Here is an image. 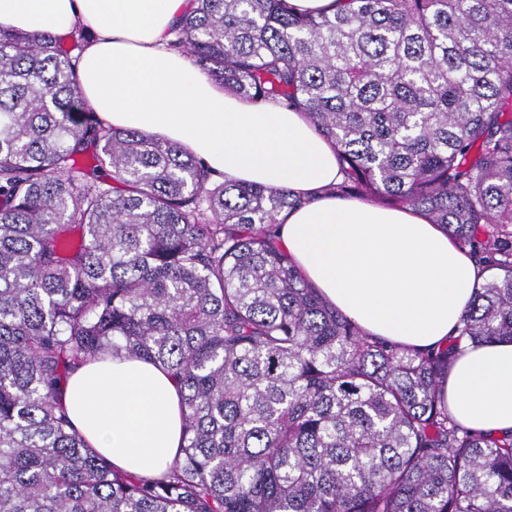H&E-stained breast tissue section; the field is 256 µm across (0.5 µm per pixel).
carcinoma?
Masks as SVG:
<instances>
[{
    "mask_svg": "<svg viewBox=\"0 0 512 512\" xmlns=\"http://www.w3.org/2000/svg\"><path fill=\"white\" fill-rule=\"evenodd\" d=\"M171 47L336 147L337 197L440 224L491 273L459 336L512 339V0H192ZM88 34L0 28V512H512V434L458 423V344L364 333L280 247L286 188L211 178L180 147L103 126ZM124 354L181 390L185 446L121 474L62 402Z\"/></svg>",
    "mask_w": 512,
    "mask_h": 512,
    "instance_id": "1",
    "label": "carcinoma"
}]
</instances>
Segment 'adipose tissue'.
<instances>
[{
    "label": "adipose tissue",
    "instance_id": "adipose-tissue-1",
    "mask_svg": "<svg viewBox=\"0 0 512 512\" xmlns=\"http://www.w3.org/2000/svg\"><path fill=\"white\" fill-rule=\"evenodd\" d=\"M190 0H0V26L92 38L84 99L105 124L182 147L215 174L306 196L281 242L322 296L366 333L425 351L446 346L484 274L419 211L327 194L336 153L303 113L227 93L167 46ZM461 351L442 386L451 415L483 435L512 431V341ZM63 400L91 448L120 471L161 476L182 445L180 394L143 360L84 364Z\"/></svg>",
    "mask_w": 512,
    "mask_h": 512
}]
</instances>
